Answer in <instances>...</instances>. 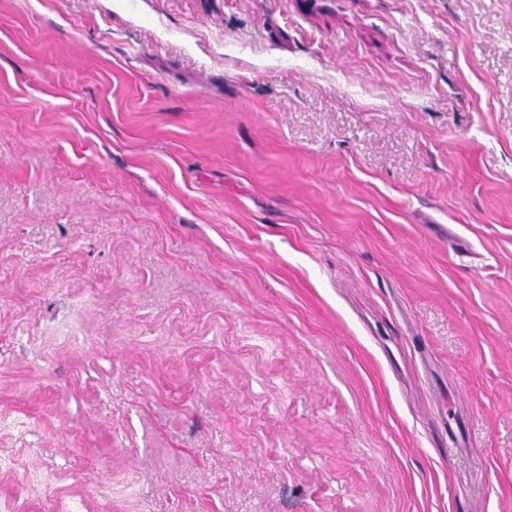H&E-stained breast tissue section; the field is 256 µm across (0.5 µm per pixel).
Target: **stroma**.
Returning a JSON list of instances; mask_svg holds the SVG:
<instances>
[{
  "instance_id": "obj_1",
  "label": "stroma",
  "mask_w": 512,
  "mask_h": 512,
  "mask_svg": "<svg viewBox=\"0 0 512 512\" xmlns=\"http://www.w3.org/2000/svg\"><path fill=\"white\" fill-rule=\"evenodd\" d=\"M0 512H512V0H0Z\"/></svg>"
}]
</instances>
